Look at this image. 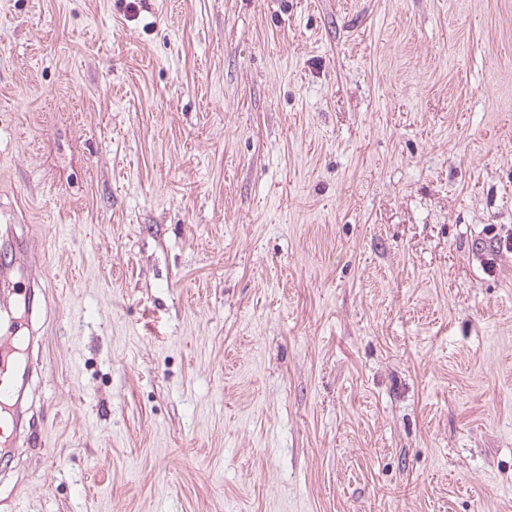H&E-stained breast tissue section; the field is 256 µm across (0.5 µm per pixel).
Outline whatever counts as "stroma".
I'll return each instance as SVG.
<instances>
[{"mask_svg": "<svg viewBox=\"0 0 512 512\" xmlns=\"http://www.w3.org/2000/svg\"><path fill=\"white\" fill-rule=\"evenodd\" d=\"M17 512H512V0H0Z\"/></svg>", "mask_w": 512, "mask_h": 512, "instance_id": "1", "label": "stroma"}]
</instances>
